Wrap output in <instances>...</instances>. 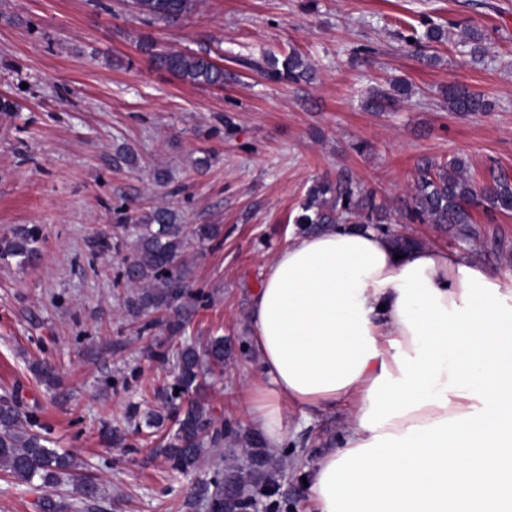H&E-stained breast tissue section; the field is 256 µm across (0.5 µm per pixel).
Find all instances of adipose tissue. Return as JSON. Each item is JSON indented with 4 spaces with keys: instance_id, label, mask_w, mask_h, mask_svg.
<instances>
[{
    "instance_id": "1",
    "label": "adipose tissue",
    "mask_w": 512,
    "mask_h": 512,
    "mask_svg": "<svg viewBox=\"0 0 512 512\" xmlns=\"http://www.w3.org/2000/svg\"><path fill=\"white\" fill-rule=\"evenodd\" d=\"M248 321L261 374L239 401L266 448L348 407L314 512H512V279L330 226L277 251Z\"/></svg>"
}]
</instances>
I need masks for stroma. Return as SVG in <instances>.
I'll return each instance as SVG.
<instances>
[{"mask_svg": "<svg viewBox=\"0 0 512 512\" xmlns=\"http://www.w3.org/2000/svg\"><path fill=\"white\" fill-rule=\"evenodd\" d=\"M403 19L421 31L439 24L448 39L408 44ZM468 25L485 35L478 62L457 44ZM147 34L160 49L210 51L230 79L193 86L156 69L137 47ZM292 48L313 81L266 80L260 63ZM397 79L411 97L364 109ZM451 84L492 109L450 112ZM0 95L19 105L0 114V238L30 226L41 234L34 263L0 259V398L18 399L34 430L94 475L90 512H182L193 479L247 462L237 394L259 370L249 303L312 180L346 170L390 204L408 197L425 158L463 157L478 182L492 170L512 177V0H203L189 17L151 24L120 0H0ZM121 148L136 165L116 162ZM158 201L187 226L221 227L218 241L188 239L182 255L195 290L187 337L226 342L212 404L227 436L193 479L155 453L143 417L173 424L161 397L172 367L158 357L168 333L141 331L124 306L123 226ZM44 360L57 368L54 385L36 374ZM345 412L314 416L271 454L272 512H308L302 478L338 447Z\"/></svg>", "mask_w": 512, "mask_h": 512, "instance_id": "1", "label": "stroma"}]
</instances>
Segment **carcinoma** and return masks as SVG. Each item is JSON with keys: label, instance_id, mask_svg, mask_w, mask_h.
<instances>
[{"label": "carcinoma", "instance_id": "1", "mask_svg": "<svg viewBox=\"0 0 512 512\" xmlns=\"http://www.w3.org/2000/svg\"><path fill=\"white\" fill-rule=\"evenodd\" d=\"M201 0H125L128 10L144 21L173 22L195 13ZM418 42L439 43L446 39L443 28L430 25ZM482 31L474 26L464 30L460 44L470 47L473 55L483 51ZM150 62L191 85L222 87L226 74L209 52H193L169 48L158 50L152 40L139 43ZM265 77L277 83H298L312 77L311 65L293 49L284 58L275 56L265 61ZM410 97V86L402 81L391 83L388 90H374L364 101L372 112L394 107ZM448 111L458 114L483 112L489 108L485 97L462 85H450L447 91ZM466 159L454 156L433 163L424 161L412 184L410 199L398 211L411 224H431L436 229L456 230L465 244L478 242L480 225L474 211L484 213L486 223L494 224L497 215L512 213V178L500 174L481 185L467 175ZM391 208L377 202L372 190L362 187L350 173L342 171L336 179H316L309 186L293 219L304 232H316L334 224H361L384 232ZM132 243L124 263L122 279L133 289L127 300L128 312L137 319L145 313H161L159 323L170 337L179 342L159 354L172 363L174 382L163 391L166 404L175 410L176 429L156 446L170 468L181 474L197 471L208 457L209 449L224 444V421L215 415L209 398L208 378L224 372L225 341L210 336L198 345L182 340L187 328L183 301L190 295L185 267L180 262L187 237L178 213L168 206L157 205L131 217ZM199 243L213 242L220 235L217 224H197L191 230ZM39 231L20 228L10 237L0 239V258H12L19 265L32 262L38 255ZM32 420L17 405L0 404V470L23 482L39 480L45 488L70 486L75 498L45 494L40 512H73L76 503L84 505L98 496L97 484L82 472L74 456L47 446L48 440L31 429ZM248 469L227 467L213 481H198L182 503L185 512H233L245 502L272 494L266 468L268 456L253 438Z\"/></svg>", "mask_w": 512, "mask_h": 512}]
</instances>
